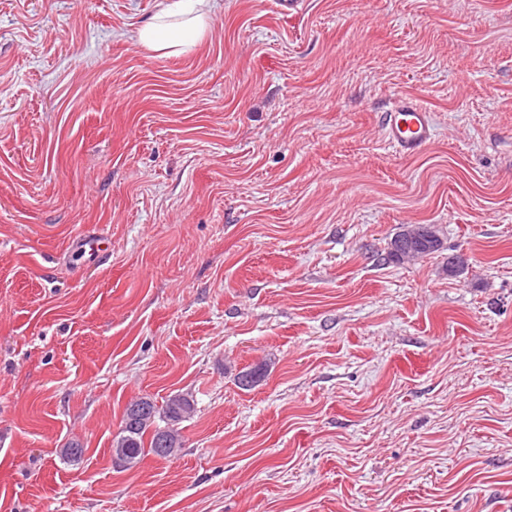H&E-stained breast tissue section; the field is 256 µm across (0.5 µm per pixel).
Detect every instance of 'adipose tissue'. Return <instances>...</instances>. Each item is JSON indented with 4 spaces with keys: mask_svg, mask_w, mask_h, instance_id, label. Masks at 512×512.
<instances>
[{
    "mask_svg": "<svg viewBox=\"0 0 512 512\" xmlns=\"http://www.w3.org/2000/svg\"><path fill=\"white\" fill-rule=\"evenodd\" d=\"M218 0H159L157 13L140 24L138 43L162 57L178 56L199 43L209 30Z\"/></svg>",
    "mask_w": 512,
    "mask_h": 512,
    "instance_id": "1",
    "label": "adipose tissue"
}]
</instances>
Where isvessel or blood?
<instances>
[{"label": "vessel or blood", "instance_id": "1", "mask_svg": "<svg viewBox=\"0 0 512 512\" xmlns=\"http://www.w3.org/2000/svg\"><path fill=\"white\" fill-rule=\"evenodd\" d=\"M382 128L393 151L406 158L421 154L434 136L431 111L408 93L392 98Z\"/></svg>", "mask_w": 512, "mask_h": 512}]
</instances>
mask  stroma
<instances>
[{"mask_svg": "<svg viewBox=\"0 0 512 512\" xmlns=\"http://www.w3.org/2000/svg\"><path fill=\"white\" fill-rule=\"evenodd\" d=\"M155 11L0 0V512H512V0H221L173 57ZM175 393L179 454L115 464ZM382 128L393 151L406 158L421 154L434 136L431 111L408 93L392 98ZM407 230L408 229L400 231L398 234H396L390 240V247H389L388 257H389L390 260H392L394 262H401V261H403L405 259L414 258V257H402L401 258V257L397 256L392 251L393 244L398 239L403 237L406 234L405 232ZM430 233H429V231L427 229H423V228L422 229L413 230L412 232L407 234L404 238H402V239H400V240H398L396 242L395 249L397 251H399V252L403 251V250H409L410 248L432 249V247L430 246V242L429 241H433V237L432 236H434L435 240L438 242V247L436 249H434V250H430V252H420L419 255L416 256L414 259L422 258V257L428 256L430 254H433L434 252L439 250L440 241H439L438 236L436 235V233L432 229V227H430Z\"/></svg>", "mask_w": 512, "mask_h": 512, "instance_id": "obj_1", "label": "stroma"}]
</instances>
